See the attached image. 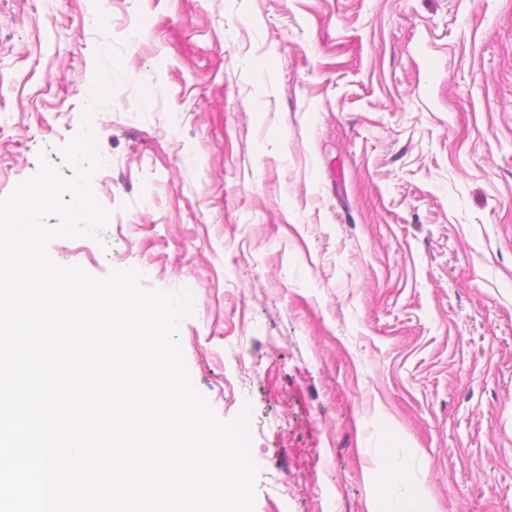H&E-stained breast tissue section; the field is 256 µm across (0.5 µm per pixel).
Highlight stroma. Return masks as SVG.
<instances>
[{"mask_svg":"<svg viewBox=\"0 0 512 512\" xmlns=\"http://www.w3.org/2000/svg\"><path fill=\"white\" fill-rule=\"evenodd\" d=\"M89 103L112 216L48 253L190 293L254 512H512V0H0V197Z\"/></svg>","mask_w":512,"mask_h":512,"instance_id":"obj_1","label":"stroma"}]
</instances>
